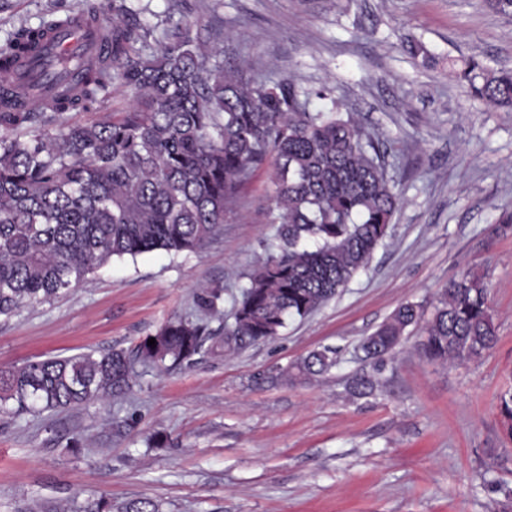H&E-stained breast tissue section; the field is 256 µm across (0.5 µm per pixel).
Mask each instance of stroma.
Returning a JSON list of instances; mask_svg holds the SVG:
<instances>
[{"label":"stroma","mask_w":512,"mask_h":512,"mask_svg":"<svg viewBox=\"0 0 512 512\" xmlns=\"http://www.w3.org/2000/svg\"><path fill=\"white\" fill-rule=\"evenodd\" d=\"M151 22L216 23L221 60L327 89L341 111L388 134L401 194L366 270L272 340L167 372L140 369L124 397L37 416L0 414V512L148 497L163 512H512V443L499 393L512 383V108L474 98L476 58L512 69V16L480 0H140ZM83 0H0V43ZM424 51L412 55V44ZM257 175L202 253L113 260L52 302L0 317V368L38 357L131 350L166 321L194 317L204 286L239 294L276 227ZM487 277L497 343L448 365L409 327L376 369L362 344L406 302L431 316L464 269ZM335 352L313 381L281 372ZM380 374L374 394L353 378ZM165 438L151 446L154 434ZM79 452L66 451L69 440Z\"/></svg>","instance_id":"35a3bbf8"}]
</instances>
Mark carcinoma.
<instances>
[{"label": "carcinoma", "instance_id": "obj_1", "mask_svg": "<svg viewBox=\"0 0 512 512\" xmlns=\"http://www.w3.org/2000/svg\"><path fill=\"white\" fill-rule=\"evenodd\" d=\"M71 16L23 26L0 44V74L38 54ZM101 53L81 62L78 87L27 101L0 86V316L50 302L115 258L154 251L198 253L234 214L239 191L262 171L270 180L271 248L232 298V322L216 329L223 288L202 289L200 318L162 324L133 350L29 360L0 370V413L21 416L75 409L125 394L136 365L168 369L196 356L231 352L280 335L363 271L389 233L399 196L386 170V138L340 112L325 89L270 81L223 66L196 23L155 26L133 0H112ZM474 96L512 106V70L468 62ZM132 95L129 109L91 124L68 112H108L112 85ZM404 304L368 336L363 350L381 363L418 323ZM422 352L457 363L492 349L496 325L485 276L468 269L435 297ZM336 365L330 349L289 367L309 380ZM512 441V386L499 396ZM122 512H160L142 498Z\"/></svg>", "mask_w": 512, "mask_h": 512}]
</instances>
